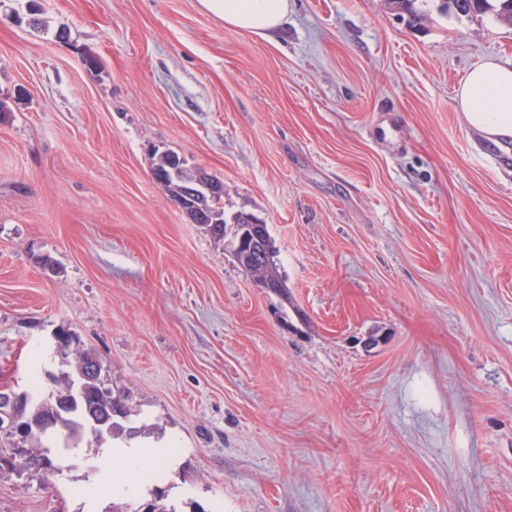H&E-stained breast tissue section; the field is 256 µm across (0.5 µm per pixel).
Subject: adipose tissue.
Here are the masks:
<instances>
[{
    "mask_svg": "<svg viewBox=\"0 0 512 512\" xmlns=\"http://www.w3.org/2000/svg\"><path fill=\"white\" fill-rule=\"evenodd\" d=\"M228 26L260 35L288 17V0H199ZM459 110L469 127L488 137L512 136V68L495 61L474 67L459 92ZM162 448H110L95 461L98 475L89 493L133 492L142 471L164 459Z\"/></svg>",
    "mask_w": 512,
    "mask_h": 512,
    "instance_id": "1",
    "label": "adipose tissue"
}]
</instances>
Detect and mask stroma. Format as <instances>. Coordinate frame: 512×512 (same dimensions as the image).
I'll use <instances>...</instances> for the list:
<instances>
[{"label": "stroma", "instance_id": "35a3bbf8", "mask_svg": "<svg viewBox=\"0 0 512 512\" xmlns=\"http://www.w3.org/2000/svg\"><path fill=\"white\" fill-rule=\"evenodd\" d=\"M427 9L290 0L258 36L198 0H0V381L46 389L69 328L203 512H512V164L457 101L512 26ZM163 153L265 221L287 296ZM96 454L0 472V512H103ZM386 2L390 10L397 11L399 15L406 14L409 25L417 26L425 20V13L418 10L415 3H427L429 0H386ZM172 155L176 154L165 153L153 159L151 162L156 181L166 188L175 204L178 203L180 198H183L184 187L189 181L202 178L210 184H215V186L219 188L218 191L211 192L210 194L204 193L201 200L194 201V216L196 217L198 215V217L193 218L195 224H204L211 234L219 240H223L228 234L231 235L234 243L232 254L237 264L249 273L251 278L260 277L278 281L279 292H284L287 287L279 274L275 261L277 251L275 250L274 242L270 234L262 241L258 249L259 251L255 253L256 243L260 241V238L264 236L266 230H268L267 224L255 217L249 218L250 225L246 227L248 232L244 231L240 235L238 251L241 255L251 256L253 253L254 255L243 262L236 254L238 236L233 234V229L230 227L243 226V224L238 222L243 220L248 214L239 213L231 218V220L233 219V223L232 221L228 222L224 214V208L219 206V201L224 194L223 182L209 176L205 171L199 169L191 170L183 168V170L173 172L168 166L169 158ZM162 172L165 173V177L160 179ZM228 228H230V231H228Z\"/></svg>", "mask_w": 512, "mask_h": 512}]
</instances>
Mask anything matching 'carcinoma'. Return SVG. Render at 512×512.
<instances>
[{
  "instance_id": "obj_1",
  "label": "carcinoma",
  "mask_w": 512,
  "mask_h": 512,
  "mask_svg": "<svg viewBox=\"0 0 512 512\" xmlns=\"http://www.w3.org/2000/svg\"><path fill=\"white\" fill-rule=\"evenodd\" d=\"M388 8L398 14H406L408 24L417 26L425 20V13L415 7V3H427L429 0H386ZM440 9L444 14L458 20L477 14H487L500 23L512 25V0H439ZM171 154L165 153L151 162L153 174L157 182L169 192L173 201L183 197L185 185L193 179H203L216 187L218 191L203 194L194 202V222L208 228L211 234L222 240L232 235V240L238 236L233 234L230 227L246 217L239 213L233 216V221H227L224 208L219 201L224 194V184L209 176L203 170L183 169L172 171L168 166ZM276 250L272 237L268 236L259 246V251L248 260L235 258V261L252 277L272 279L279 283V291H285L286 285L282 280L275 261ZM56 335L69 338V342L59 358L57 373L74 384V392L70 406L63 410L52 398L24 393L26 402L14 408V417L19 424L26 428L21 440L22 446L28 449L32 458H41L60 453V449L79 448L85 442L99 447L107 441H113L136 433L148 434L151 426L141 424L132 426L133 412L123 417L114 415V409L129 405V395L122 391H113L110 385V368L101 365L98 374H91L81 362V358L99 361L96 354L84 348L79 339L69 331L59 329ZM153 508L151 512H183L180 504L163 498L162 491L151 490Z\"/></svg>"
}]
</instances>
